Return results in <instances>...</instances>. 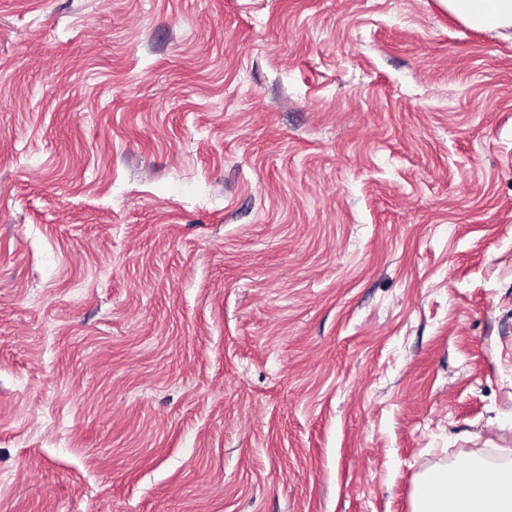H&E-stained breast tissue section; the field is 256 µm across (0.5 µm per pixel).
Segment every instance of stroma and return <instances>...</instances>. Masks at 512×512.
<instances>
[{
    "instance_id": "1",
    "label": "stroma",
    "mask_w": 512,
    "mask_h": 512,
    "mask_svg": "<svg viewBox=\"0 0 512 512\" xmlns=\"http://www.w3.org/2000/svg\"><path fill=\"white\" fill-rule=\"evenodd\" d=\"M500 448L512 31L0 0V512H411Z\"/></svg>"
}]
</instances>
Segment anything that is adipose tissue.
Segmentation results:
<instances>
[{"instance_id": "adipose-tissue-1", "label": "adipose tissue", "mask_w": 512, "mask_h": 512, "mask_svg": "<svg viewBox=\"0 0 512 512\" xmlns=\"http://www.w3.org/2000/svg\"><path fill=\"white\" fill-rule=\"evenodd\" d=\"M465 25L488 30L512 29V0H442ZM494 484L484 482L486 463L474 457L462 470L435 465L420 474L413 512H512V448L501 449Z\"/></svg>"}]
</instances>
